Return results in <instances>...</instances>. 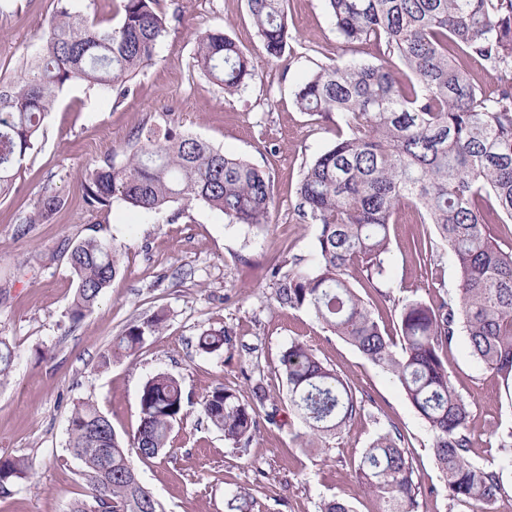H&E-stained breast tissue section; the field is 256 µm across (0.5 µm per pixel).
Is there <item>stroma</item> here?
I'll list each match as a JSON object with an SVG mask.
<instances>
[{"label": "stroma", "instance_id": "1", "mask_svg": "<svg viewBox=\"0 0 512 512\" xmlns=\"http://www.w3.org/2000/svg\"><path fill=\"white\" fill-rule=\"evenodd\" d=\"M57 0H8L0 12V77L19 75L23 58L38 53ZM162 13H177L151 63L131 82L127 97L82 82L66 86L40 129L12 190L0 197V337L14 351L12 370L0 380V456L20 457L30 476L0 498V512H69L86 499L89 478L66 449L75 403L105 414L116 435L129 441L139 424V392L165 371L182 384L187 414L176 426L167 455L136 468L164 512H228L237 487L257 491L254 512H318L339 497L355 512H377L359 484L357 462L378 430L394 426L405 437L415 476L424 491L419 512H450L448 487L434 455L433 434L400 384L342 339L325 332L305 310L282 309L270 300L272 267L292 257L312 262L316 228L295 208L306 164L336 139V125L300 112L295 91L339 47L324 0H290V38L281 58L266 56L246 0H157ZM220 28L250 57L255 76L234 96L212 84L194 58L196 35ZM188 132L266 172L273 203L262 228L227 223L204 203L175 202L144 213L113 197L107 215L88 209L81 186L105 156L123 161L138 130ZM53 184L67 204L49 224H30L42 189ZM432 225L404 211L391 227L390 300L361 289L385 327L395 320V300L453 294L455 268L443 244L434 248L440 270L430 279L410 255L414 239L434 236ZM88 238L111 242L119 272L94 311L71 323L75 282L67 264L71 248ZM163 309L160 335L132 356L101 366V355L130 323ZM229 328L233 344L207 354L197 347L206 330ZM301 341L335 365L357 394L368 396L362 421L307 452L295 416L264 428L247 451L228 445L201 420L198 403L214 388L248 391L261 379L270 395L286 384L277 370L282 352ZM465 338L445 355L456 390L472 405L469 428L473 463L502 459L495 427L512 426L501 377L478 369Z\"/></svg>", "mask_w": 512, "mask_h": 512}]
</instances>
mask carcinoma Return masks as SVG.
I'll list each match as a JSON object with an SVG mask.
<instances>
[{
	"label": "carcinoma",
	"instance_id": "1",
	"mask_svg": "<svg viewBox=\"0 0 512 512\" xmlns=\"http://www.w3.org/2000/svg\"><path fill=\"white\" fill-rule=\"evenodd\" d=\"M118 25L88 20L71 0H57L55 21L40 52L16 77L0 79V196L9 193L38 138L57 94L71 81L124 97L130 81L153 59L171 20L155 0H122ZM343 47L374 46L370 63L336 62L317 67L299 86V109L336 117V141L304 170L296 190L297 211L317 226L315 261H283L270 271L281 308L311 312L323 329L345 340L395 378L434 437L437 465L446 477L448 499L479 512L512 493V427L495 432L503 451L495 467L469 457L470 404L455 390L445 352L459 336L479 368L512 379V249L491 236L489 216L512 222V82L488 91L478 85L463 58L480 59L494 70L512 69V0H324ZM286 0H247L248 13L270 58L283 55L288 38ZM195 59L228 96L254 73L237 42L221 29L200 33ZM93 211L114 196L145 211L176 201H199L224 214L230 224H266L273 202L269 175L248 161L224 154L190 133L138 131L124 162L106 158L82 187ZM66 199L43 188L27 224H47ZM411 206L420 223L434 227L448 246L457 273L452 298L410 297L397 307L395 334L381 327L355 283L380 290L388 280L390 225ZM419 268L437 275L432 239L413 242ZM76 280L69 317L80 322L98 303L119 271L116 248L89 238L67 258ZM165 314L154 313L124 329L111 355L132 356L161 333ZM232 344V331H206L198 348L207 353ZM14 359L0 337V377ZM288 406L300 420L304 448H324L367 415L363 396L310 346L293 341L279 358ZM180 381L159 371L139 393L140 423L130 444L89 403L71 411L67 450L90 479L89 499L70 512H163L132 463L156 459L171 444L184 417ZM281 406L263 383L249 398L218 387L199 402V414L224 434L232 448L247 449L260 427L281 425ZM21 458H0V497L13 494L29 477ZM363 490L382 503L380 512H418L423 490L415 480L404 435L380 430L355 469ZM252 492L238 488L227 501L231 512H253Z\"/></svg>",
	"mask_w": 512,
	"mask_h": 512
}]
</instances>
